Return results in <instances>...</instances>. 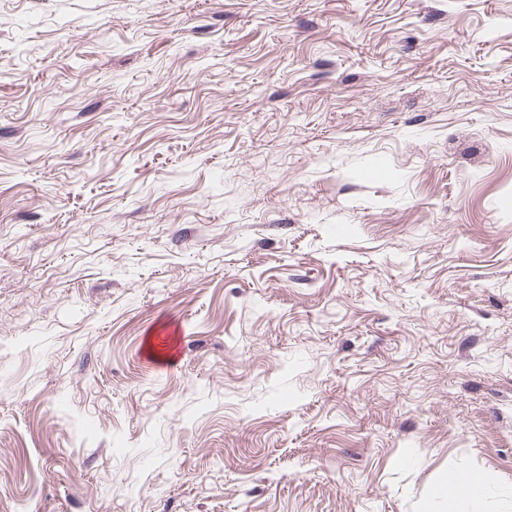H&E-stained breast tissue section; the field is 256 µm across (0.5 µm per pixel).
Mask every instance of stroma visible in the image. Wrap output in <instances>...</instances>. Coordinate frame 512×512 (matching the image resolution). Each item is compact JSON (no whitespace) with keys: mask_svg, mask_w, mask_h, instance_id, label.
<instances>
[{"mask_svg":"<svg viewBox=\"0 0 512 512\" xmlns=\"http://www.w3.org/2000/svg\"><path fill=\"white\" fill-rule=\"evenodd\" d=\"M0 512H512V0H0Z\"/></svg>","mask_w":512,"mask_h":512,"instance_id":"obj_1","label":"stroma"}]
</instances>
